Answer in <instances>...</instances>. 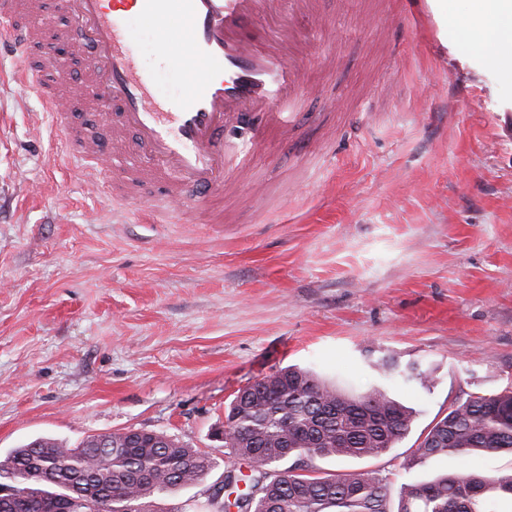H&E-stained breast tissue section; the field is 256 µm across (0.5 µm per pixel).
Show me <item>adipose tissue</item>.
Listing matches in <instances>:
<instances>
[{
    "label": "adipose tissue",
    "instance_id": "obj_1",
    "mask_svg": "<svg viewBox=\"0 0 512 512\" xmlns=\"http://www.w3.org/2000/svg\"><path fill=\"white\" fill-rule=\"evenodd\" d=\"M469 21L457 25L461 39L479 38L486 62L512 79V0H469Z\"/></svg>",
    "mask_w": 512,
    "mask_h": 512
}]
</instances>
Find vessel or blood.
Returning a JSON list of instances; mask_svg holds the SVG:
<instances>
[{"label":"vessel or blood","instance_id":"b4317fda","mask_svg":"<svg viewBox=\"0 0 512 512\" xmlns=\"http://www.w3.org/2000/svg\"><path fill=\"white\" fill-rule=\"evenodd\" d=\"M141 21L165 31L160 54L177 62L189 58L183 94L153 104L123 14L108 0H38L21 11L19 0H0V43L13 45L28 60L26 90L40 98L55 119L69 155L81 157L96 186L111 188L108 156L92 149L71 121L73 98L101 107L112 133L110 156L127 165L128 196L161 185L152 213L167 224H182L187 212L208 220L210 201L251 166L237 139H257L270 124L292 126L301 112V69L306 46L286 25L287 17L313 11L314 0H133ZM68 25L58 27V17ZM182 36L171 40V24ZM55 41L68 43L86 62L79 81L60 91L46 83L41 61ZM132 141H125V133Z\"/></svg>","mask_w":512,"mask_h":512}]
</instances>
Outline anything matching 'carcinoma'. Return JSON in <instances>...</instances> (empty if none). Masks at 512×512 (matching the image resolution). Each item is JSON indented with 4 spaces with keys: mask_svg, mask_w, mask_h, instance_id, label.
<instances>
[{
    "mask_svg": "<svg viewBox=\"0 0 512 512\" xmlns=\"http://www.w3.org/2000/svg\"><path fill=\"white\" fill-rule=\"evenodd\" d=\"M383 377L432 383L416 364L375 362ZM416 412L375 388L353 394L314 372L277 370L240 389L224 428V447L253 470L234 499L204 489L213 512H391L387 485L374 470L308 476L283 468L291 457L367 459L396 447ZM512 454V387L471 393L425 435L407 469L441 456L463 466L426 483L402 485L398 512H512V472L473 467L483 453ZM216 467L207 453L154 431L93 435L75 447L43 437L0 458V512H158V497L201 484Z\"/></svg>",
    "mask_w": 512,
    "mask_h": 512,
    "instance_id": "obj_1",
    "label": "carcinoma"
}]
</instances>
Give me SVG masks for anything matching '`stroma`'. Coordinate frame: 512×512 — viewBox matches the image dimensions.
<instances>
[{
    "mask_svg": "<svg viewBox=\"0 0 512 512\" xmlns=\"http://www.w3.org/2000/svg\"><path fill=\"white\" fill-rule=\"evenodd\" d=\"M317 2L295 23L313 53L303 109L252 144L209 224L88 194L0 50V457L145 429L211 454V485L234 395L295 365L417 411L396 448L307 474L379 471L395 506L402 484L456 468L406 463L453 403L512 382V81L478 41L442 37L468 0H413L404 20L395 0ZM127 21L154 96L177 97L182 69ZM382 357L432 384L383 381Z\"/></svg>",
    "mask_w": 512,
    "mask_h": 512,
    "instance_id": "35a3bbf8",
    "label": "stroma"
}]
</instances>
